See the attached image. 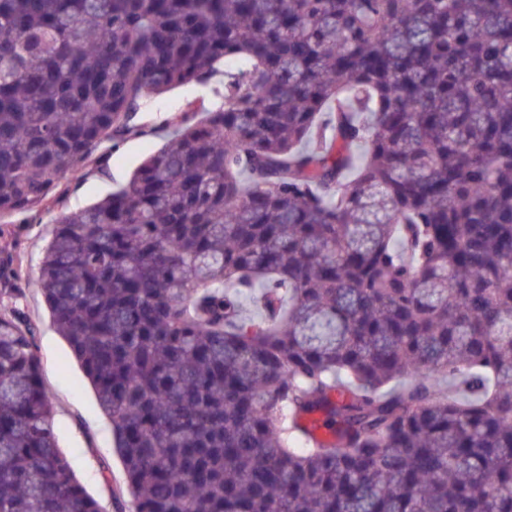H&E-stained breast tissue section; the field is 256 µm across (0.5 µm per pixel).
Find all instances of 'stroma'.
<instances>
[{
    "label": "stroma",
    "instance_id": "35a3bbf8",
    "mask_svg": "<svg viewBox=\"0 0 512 512\" xmlns=\"http://www.w3.org/2000/svg\"><path fill=\"white\" fill-rule=\"evenodd\" d=\"M212 104V87L184 85L147 102L133 122L142 132L121 141L106 154L103 171L70 183L66 205L76 210L93 203L113 189L128 184L149 150L160 147L155 132L193 101ZM55 214L43 212L39 220L13 225L17 252L30 276H37L42 249L51 236ZM21 311L37 329V346L46 382L55 396V426L60 448L71 458L76 476L105 512H134L126 491L124 471L112 452V434L97 409L95 398L65 340L56 332L40 293L26 289L19 301Z\"/></svg>",
    "mask_w": 512,
    "mask_h": 512
}]
</instances>
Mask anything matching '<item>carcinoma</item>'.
<instances>
[{"label": "carcinoma", "instance_id": "1", "mask_svg": "<svg viewBox=\"0 0 512 512\" xmlns=\"http://www.w3.org/2000/svg\"><path fill=\"white\" fill-rule=\"evenodd\" d=\"M49 208L34 280L0 228V282L41 293L135 512H512V0H0V223ZM54 414L1 302L0 512H103ZM217 77L208 87L184 85L171 89L163 95L147 102L141 112H137L133 123L144 130L156 131L163 128L175 115L186 112L187 104L203 100L207 106L216 107L222 103V97L215 93L213 102V85ZM162 141L157 137L132 135L113 150H105L103 171H93L80 182H69L66 205L76 210L93 203L113 189L128 184L133 172L149 150L157 149Z\"/></svg>", "mask_w": 512, "mask_h": 512}]
</instances>
